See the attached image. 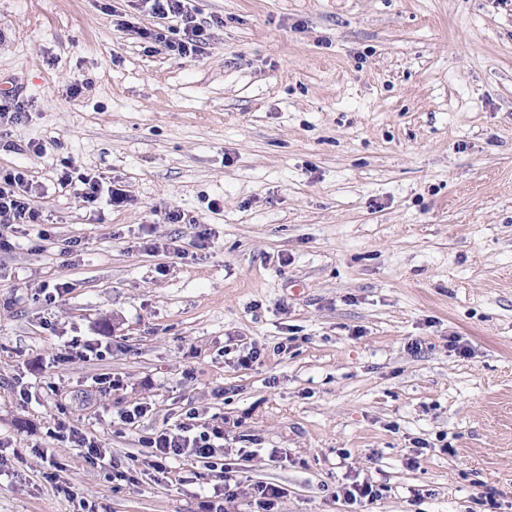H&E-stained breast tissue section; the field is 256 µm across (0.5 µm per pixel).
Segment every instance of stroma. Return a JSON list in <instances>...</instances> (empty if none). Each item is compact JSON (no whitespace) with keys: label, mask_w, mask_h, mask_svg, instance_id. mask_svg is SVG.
Listing matches in <instances>:
<instances>
[{"label":"stroma","mask_w":512,"mask_h":512,"mask_svg":"<svg viewBox=\"0 0 512 512\" xmlns=\"http://www.w3.org/2000/svg\"><path fill=\"white\" fill-rule=\"evenodd\" d=\"M194 5L206 45L179 58L118 27L154 25L132 0H0V87L28 103L0 169L41 214L0 252V512H73L43 448L98 512H202L218 472H159L143 445L192 409L227 435V512L260 483L274 512H360L335 493L364 479L372 512H483L488 491L512 512V0ZM68 168L129 202H81ZM87 339L107 357L61 359ZM52 432L54 435L68 440L75 448H81L84 457L91 463L100 465L106 464V451L101 448L100 442L89 437L80 428L69 421L53 418Z\"/></svg>","instance_id":"obj_1"}]
</instances>
